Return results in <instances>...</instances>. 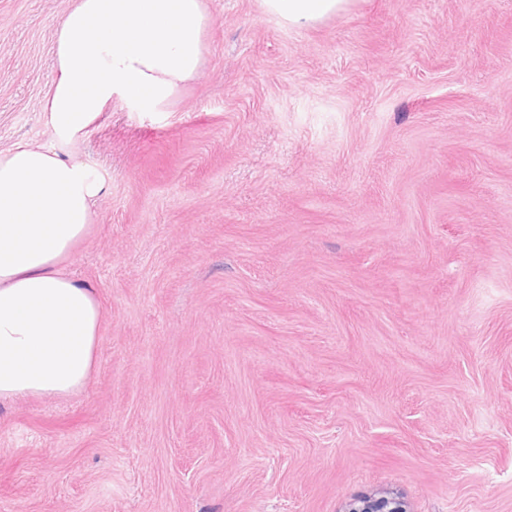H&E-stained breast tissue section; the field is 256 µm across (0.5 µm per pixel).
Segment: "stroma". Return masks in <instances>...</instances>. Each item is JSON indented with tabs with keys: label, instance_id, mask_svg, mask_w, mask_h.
I'll return each instance as SVG.
<instances>
[{
	"label": "stroma",
	"instance_id": "obj_1",
	"mask_svg": "<svg viewBox=\"0 0 512 512\" xmlns=\"http://www.w3.org/2000/svg\"><path fill=\"white\" fill-rule=\"evenodd\" d=\"M69 2L0 0V150ZM206 4L199 78L88 135L97 365L0 407V512H512V0ZM354 0H260L264 14L277 18L284 26L304 28L346 11ZM342 512H410L407 501L396 492L379 496H368L349 500L342 507Z\"/></svg>",
	"mask_w": 512,
	"mask_h": 512
}]
</instances>
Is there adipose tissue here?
Here are the masks:
<instances>
[{"label": "adipose tissue", "instance_id": "obj_1", "mask_svg": "<svg viewBox=\"0 0 512 512\" xmlns=\"http://www.w3.org/2000/svg\"><path fill=\"white\" fill-rule=\"evenodd\" d=\"M353 0H260L304 28ZM204 0H73L53 33L46 142L0 151V405L81 391L103 324L94 290L65 263L87 236L107 182L81 159L90 131L120 98L164 110L204 61Z\"/></svg>", "mask_w": 512, "mask_h": 512}]
</instances>
